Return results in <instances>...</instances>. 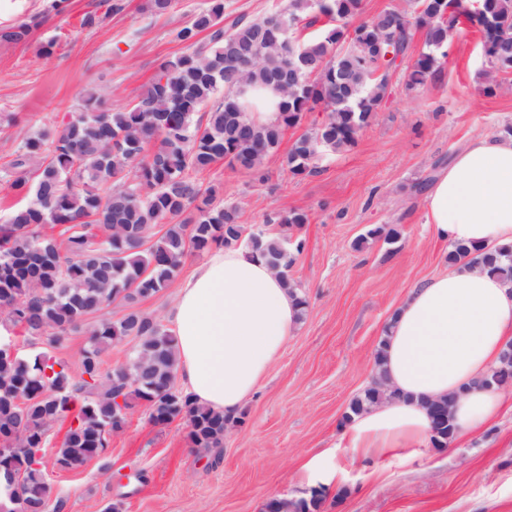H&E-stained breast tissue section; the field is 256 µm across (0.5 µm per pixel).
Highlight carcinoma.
Instances as JSON below:
<instances>
[{"label":"carcinoma","mask_w":512,"mask_h":512,"mask_svg":"<svg viewBox=\"0 0 512 512\" xmlns=\"http://www.w3.org/2000/svg\"><path fill=\"white\" fill-rule=\"evenodd\" d=\"M441 0H408L401 12L385 11L364 21L354 36L336 22L355 15L361 0H288L273 15H244L224 26V0H206L173 39L193 47L159 64L147 89L120 109L107 106L101 89L89 91L60 130L43 128L21 140L0 165V181L17 198L0 219V313L34 345L43 336L62 343L86 327L79 372L46 352L31 357L0 355V467H12L19 484L0 483V512H45L52 493L45 462L37 455L51 430L67 422L54 463L78 470L101 456L127 416L117 399L146 403L149 418L166 424L185 420L196 448H219L233 421L196 404L176 385V337L161 322L138 311L142 299L169 286L184 261L215 246H232L242 229L239 207L226 205L200 180L216 162L257 170L278 148L286 131L308 112L325 113L297 137L287 156L289 173L316 172L325 152L354 146L385 99L388 51L407 56L416 32L424 47L408 67L405 88L423 86L447 56L448 27ZM498 35L485 32L488 78L512 72V0H487ZM67 0H49L44 13L0 28V42L21 44L47 14ZM320 25L310 37L301 31ZM205 35V41L199 36ZM314 73L291 87H276L280 120L259 126L246 115L244 95L255 85L275 87L290 66ZM288 229L308 223L298 210L268 220ZM62 227L58 234L45 226ZM400 231L375 226L362 241ZM302 239L261 232L252 250L261 253L296 291L288 269ZM474 263L512 281V251L479 253ZM119 303L127 313L105 316ZM128 336L138 337L128 361L103 369L104 355ZM512 386V363L500 361L478 382ZM389 396L375 381L353 400L348 422Z\"/></svg>","instance_id":"cac0c4a2"}]
</instances>
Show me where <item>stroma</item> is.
<instances>
[{"label": "stroma", "mask_w": 512, "mask_h": 512, "mask_svg": "<svg viewBox=\"0 0 512 512\" xmlns=\"http://www.w3.org/2000/svg\"><path fill=\"white\" fill-rule=\"evenodd\" d=\"M103 16L95 29L80 19L102 0H68L20 45H0V156L42 127H59L87 90L100 87L113 108L129 105L158 64L187 52L171 32L189 22L204 0H178L168 14L143 10ZM52 43L50 53L41 47ZM479 33L459 25L438 73L414 93L406 69L389 75L387 95L348 150L324 155L315 174L294 177L286 156L293 141L322 115L311 112L289 129L259 173L215 163L203 176L220 199L239 206L247 229L268 216L299 210L304 247L288 274L309 306L259 390L247 400L241 426L224 432L220 455L192 447L177 419L149 420L134 402L127 427L105 453L76 471L53 466L55 444L42 450L53 493L48 512H264L274 496L309 497L300 466L333 449L338 475L322 487L319 512H512V413L481 433L414 458L352 457L336 442L350 402L371 382L374 354L392 312L410 288L448 266L447 246L426 223L424 193L438 161H450L479 135L512 126V73L488 81ZM375 226L397 227L396 243L366 240Z\"/></svg>", "instance_id": "1"}]
</instances>
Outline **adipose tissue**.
Here are the masks:
<instances>
[{
    "instance_id": "1",
    "label": "adipose tissue",
    "mask_w": 512,
    "mask_h": 512,
    "mask_svg": "<svg viewBox=\"0 0 512 512\" xmlns=\"http://www.w3.org/2000/svg\"><path fill=\"white\" fill-rule=\"evenodd\" d=\"M445 244L512 248V136H478L425 197ZM296 295L259 253L218 246L181 281L169 311L177 375L198 404L233 419L297 329ZM379 365L392 395L342 432L355 457L413 456L433 434L428 404L454 398L456 437L488 428L512 395L477 382L512 342V283L461 260L414 288L392 313Z\"/></svg>"
}]
</instances>
